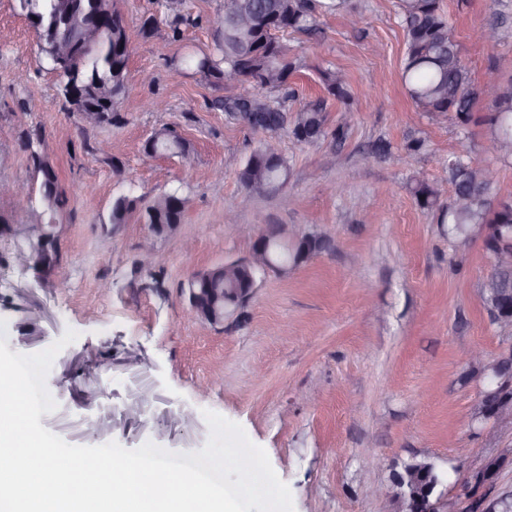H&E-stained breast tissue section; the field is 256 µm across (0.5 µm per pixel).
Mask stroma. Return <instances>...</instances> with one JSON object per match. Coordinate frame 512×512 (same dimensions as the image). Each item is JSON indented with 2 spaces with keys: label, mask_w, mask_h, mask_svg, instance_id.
<instances>
[{
  "label": "stroma",
  "mask_w": 512,
  "mask_h": 512,
  "mask_svg": "<svg viewBox=\"0 0 512 512\" xmlns=\"http://www.w3.org/2000/svg\"><path fill=\"white\" fill-rule=\"evenodd\" d=\"M455 24L474 80L495 70L512 80V0H441ZM346 16L319 22L314 34L283 35L297 71L289 112L320 100L329 123L354 118L343 141L299 143L280 132L287 184L248 191L238 172L261 136L215 106L233 82L199 72L222 29L224 0H187L180 38L165 0H120L138 45L127 91L112 124L83 125L40 50L20 0H0V182L30 191L43 221L56 225L54 287L16 263L30 249L27 216L0 196V337L9 351L34 354L67 330L77 339L55 357L45 380L57 403L41 425L67 443L126 449L144 443L177 453L204 447V411L239 424L263 448L289 487L294 512H405L382 506L373 487L414 460L434 463L439 493L461 497L462 481L492 455L512 453V435L490 440L470 413L477 382L460 384L463 352L494 358L512 338L482 298L490 265L480 239L451 240L432 210L418 207L414 177L453 193L448 161L470 153L497 172L512 195V161L488 149L484 101L460 125L454 113L431 121L415 111L400 79L404 32L397 0H350ZM496 26L488 46L479 30ZM342 70L347 102L320 82ZM175 128L186 154L141 162L145 141ZM46 141V168L64 206L47 208L29 142ZM422 148L407 158L406 146ZM113 150H100L103 142ZM186 198L185 222L152 237L140 213L110 221L115 198L144 203ZM233 208L236 227L224 222ZM271 224L326 235L324 249L282 275L265 271L244 307L212 324L192 310V272L246 260ZM152 239V268L139 265Z\"/></svg>",
  "instance_id": "1"
}]
</instances>
